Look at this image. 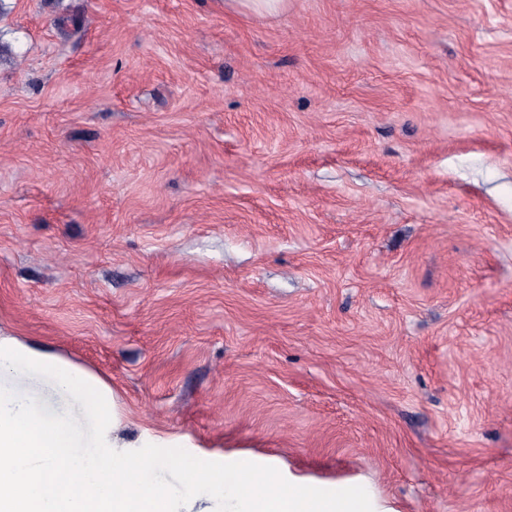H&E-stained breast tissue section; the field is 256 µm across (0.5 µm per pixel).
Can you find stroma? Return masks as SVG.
Segmentation results:
<instances>
[{
    "instance_id": "35a3bbf8",
    "label": "stroma",
    "mask_w": 512,
    "mask_h": 512,
    "mask_svg": "<svg viewBox=\"0 0 512 512\" xmlns=\"http://www.w3.org/2000/svg\"><path fill=\"white\" fill-rule=\"evenodd\" d=\"M0 336L134 448L512 512V0H0ZM288 0H225L224 6L237 11H253L274 15L283 11Z\"/></svg>"
}]
</instances>
